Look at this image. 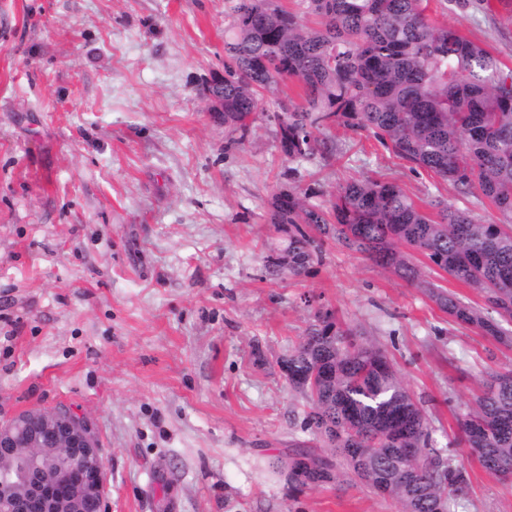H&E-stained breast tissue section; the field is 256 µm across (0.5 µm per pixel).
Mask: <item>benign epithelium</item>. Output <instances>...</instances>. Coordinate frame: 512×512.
<instances>
[{
  "label": "benign epithelium",
  "instance_id": "1",
  "mask_svg": "<svg viewBox=\"0 0 512 512\" xmlns=\"http://www.w3.org/2000/svg\"><path fill=\"white\" fill-rule=\"evenodd\" d=\"M97 447L91 422L68 408H31L0 422V448L29 459L18 481L0 484V512H82L85 499L95 502V512H106L107 474ZM76 448L85 449L83 481L66 496L49 470Z\"/></svg>",
  "mask_w": 512,
  "mask_h": 512
}]
</instances>
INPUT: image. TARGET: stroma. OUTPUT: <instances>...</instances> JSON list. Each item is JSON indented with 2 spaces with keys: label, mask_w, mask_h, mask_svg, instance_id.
I'll use <instances>...</instances> for the list:
<instances>
[{
  "label": "stroma",
  "mask_w": 512,
  "mask_h": 512,
  "mask_svg": "<svg viewBox=\"0 0 512 512\" xmlns=\"http://www.w3.org/2000/svg\"><path fill=\"white\" fill-rule=\"evenodd\" d=\"M230 7L0 0V417L85 415L107 512H399L343 463L294 496L268 469L328 450L279 360L330 310L388 353L445 448L512 347L331 237L302 275L269 268L288 247L270 221L284 183L324 207L367 177L419 204L462 200L363 133L337 130L335 157L293 166L271 114L225 127L205 87L224 75ZM427 14L512 68V0ZM455 454L471 481L458 512H512V483Z\"/></svg>",
  "instance_id": "1"
}]
</instances>
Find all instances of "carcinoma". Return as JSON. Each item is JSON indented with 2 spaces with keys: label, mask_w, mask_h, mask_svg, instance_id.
Returning a JSON list of instances; mask_svg holds the SVG:
<instances>
[{
  "label": "carcinoma",
  "mask_w": 512,
  "mask_h": 512,
  "mask_svg": "<svg viewBox=\"0 0 512 512\" xmlns=\"http://www.w3.org/2000/svg\"><path fill=\"white\" fill-rule=\"evenodd\" d=\"M224 40V125L246 132L264 113L263 92L299 80L301 101H282L273 118L282 152L294 162L329 159L330 126L363 132L386 150L459 190L465 205L432 203L424 212L395 182L352 179L330 208L312 205L292 186L274 197L271 221L293 227L288 270L302 274L317 244L302 225L333 234L375 265L428 291L454 322L500 344L512 341V70L459 31L432 23L424 0H298L291 12L277 0H231ZM314 15L319 27L301 17ZM492 203L503 224H483L472 207ZM425 255L484 304L428 282L402 248ZM388 356L357 342L331 312L318 315L288 354V382L310 403L306 426L351 474L395 499L402 512H455L470 482L455 455L432 447L431 429ZM453 445L473 453L499 480L512 478V370L494 373L458 421ZM401 448H421L419 460ZM269 467L286 476L288 492L335 477L333 456L302 450Z\"/></svg>",
  "instance_id": "obj_1"
}]
</instances>
